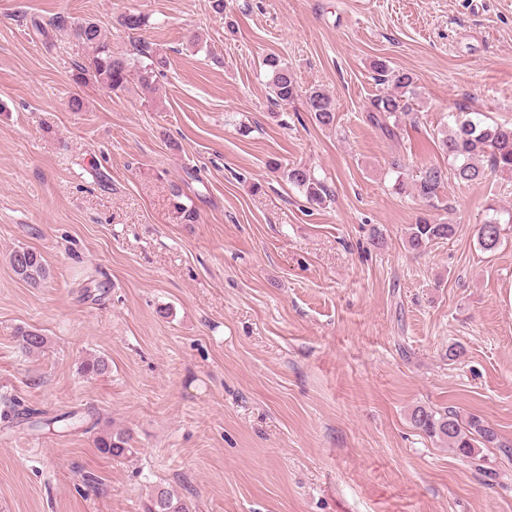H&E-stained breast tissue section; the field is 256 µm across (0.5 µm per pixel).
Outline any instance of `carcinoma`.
I'll list each match as a JSON object with an SVG mask.
<instances>
[{
    "mask_svg": "<svg viewBox=\"0 0 512 512\" xmlns=\"http://www.w3.org/2000/svg\"><path fill=\"white\" fill-rule=\"evenodd\" d=\"M75 35L92 49L85 62L78 65V78L92 81L110 93L124 92L132 83H137L144 96L156 91L157 77L166 66V58L155 53L144 44L138 49V58L131 60L112 51L104 27L92 20H86L74 29ZM269 73V88L275 103L286 107L301 100L316 123L323 127L336 121V107L333 98L323 90L304 91L298 84L288 65L270 55L264 61ZM378 80L387 86V91L376 95L370 101L369 121L389 138H398L402 120L411 122L414 118L413 75L404 70L389 68L385 62L373 63ZM442 151L452 162L456 180L463 183L478 182L492 173H512V126L487 124L479 113L459 112L453 116V125L448 128L440 141ZM288 180L300 188L308 201L321 204L328 194L323 182L311 172L295 166L288 169ZM448 180V173L440 166H431L421 172L415 182L419 197L431 201ZM457 225L442 224L421 217L408 227L407 243L413 250H424L435 244L452 239ZM475 236L481 250L494 252L504 239L501 219L493 216L475 227ZM10 266L19 278L37 284L48 276V268L40 252L19 248L10 256ZM19 348L26 354L40 353L46 346V338L36 329L19 328L16 331ZM109 363L102 356H94L81 366L87 376H101L107 373ZM411 420L415 427L430 437L448 444L456 454L475 458L480 446L505 447L497 433L485 420L476 414L462 416L450 407L432 409L419 406L412 411ZM96 448L115 461L125 460L136 454L132 437L126 431L105 432L96 437ZM145 512H188L187 506L174 500L167 491H160L145 507Z\"/></svg>",
    "mask_w": 512,
    "mask_h": 512,
    "instance_id": "cac0c4a2",
    "label": "carcinoma"
}]
</instances>
